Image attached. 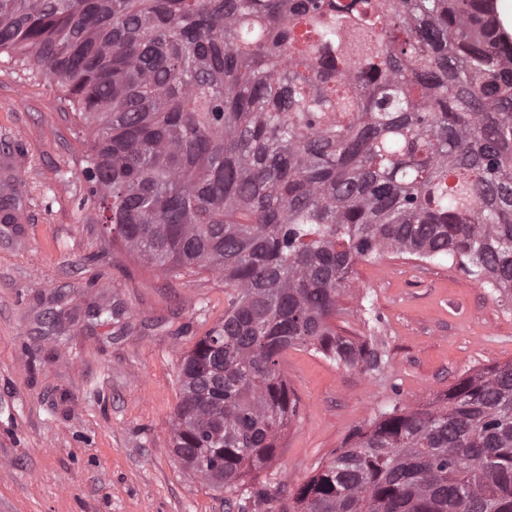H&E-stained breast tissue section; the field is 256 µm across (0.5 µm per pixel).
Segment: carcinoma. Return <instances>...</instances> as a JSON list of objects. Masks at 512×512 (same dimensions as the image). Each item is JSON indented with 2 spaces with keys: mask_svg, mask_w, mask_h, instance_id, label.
<instances>
[{
  "mask_svg": "<svg viewBox=\"0 0 512 512\" xmlns=\"http://www.w3.org/2000/svg\"><path fill=\"white\" fill-rule=\"evenodd\" d=\"M65 93L112 240L211 272L224 321L180 366L173 451L239 512H512V361L394 404L297 489L251 486L297 413L305 347L360 262L448 259L512 295V47L491 0H0V55Z\"/></svg>",
  "mask_w": 512,
  "mask_h": 512,
  "instance_id": "cac0c4a2",
  "label": "carcinoma"
}]
</instances>
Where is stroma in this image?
Masks as SVG:
<instances>
[{
  "label": "stroma",
  "mask_w": 512,
  "mask_h": 512,
  "mask_svg": "<svg viewBox=\"0 0 512 512\" xmlns=\"http://www.w3.org/2000/svg\"><path fill=\"white\" fill-rule=\"evenodd\" d=\"M61 97L0 62V199L15 217L0 222V512H228L172 451L179 365L223 320L224 280L168 277L104 237ZM341 305L338 331L375 337L387 364L282 352L298 412L254 484L294 490L387 405L418 408L512 361V298L445 260L360 263Z\"/></svg>",
  "instance_id": "obj_1"
}]
</instances>
